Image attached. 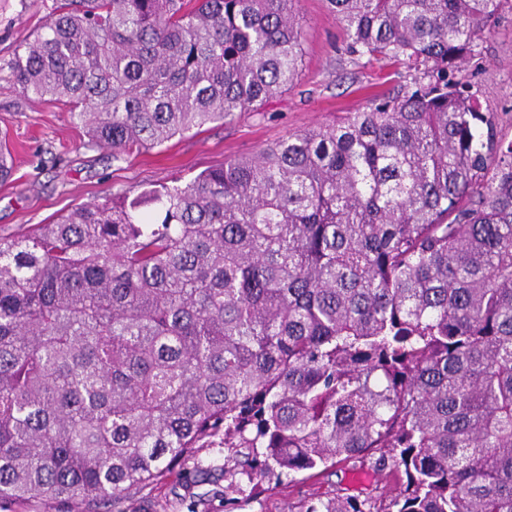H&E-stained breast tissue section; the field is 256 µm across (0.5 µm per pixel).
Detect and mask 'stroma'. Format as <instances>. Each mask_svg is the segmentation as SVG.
Here are the masks:
<instances>
[{
	"mask_svg": "<svg viewBox=\"0 0 512 512\" xmlns=\"http://www.w3.org/2000/svg\"><path fill=\"white\" fill-rule=\"evenodd\" d=\"M55 0H0V142L10 151L14 175L0 183V237L31 233L77 205L151 185L189 182L225 159L255 153L261 146L367 107L372 95L392 89L401 76L393 64L349 55L328 0H298L304 64L294 84L257 111L211 123L134 159L117 161L110 149L88 144L66 106L33 102L9 77L14 48L31 38L50 16ZM480 92L482 105L500 112L503 132L512 137V9L495 22L479 55L461 72ZM202 468L186 462L126 499L123 512H287L289 503L337 489L360 497L391 496L398 475L372 463L315 469L271 481L257 498L224 506V451H199Z\"/></svg>",
	"mask_w": 512,
	"mask_h": 512,
	"instance_id": "obj_1",
	"label": "stroma"
}]
</instances>
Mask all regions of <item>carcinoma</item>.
I'll return each mask as SVG.
<instances>
[{
  "mask_svg": "<svg viewBox=\"0 0 512 512\" xmlns=\"http://www.w3.org/2000/svg\"><path fill=\"white\" fill-rule=\"evenodd\" d=\"M56 2L12 79L116 160L302 66L295 0ZM329 4L411 82L0 238V499L117 508L222 447L226 501L373 455L405 476L389 503L288 512H512V139L455 79L509 0Z\"/></svg>",
  "mask_w": 512,
  "mask_h": 512,
  "instance_id": "carcinoma-1",
  "label": "carcinoma"
}]
</instances>
